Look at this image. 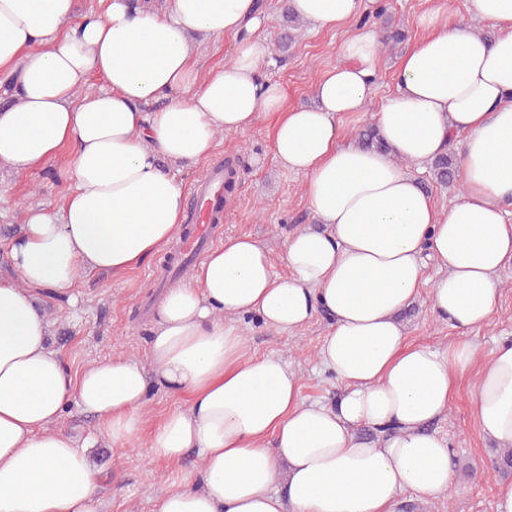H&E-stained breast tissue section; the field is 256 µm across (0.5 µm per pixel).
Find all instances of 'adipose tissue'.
<instances>
[{
    "mask_svg": "<svg viewBox=\"0 0 512 512\" xmlns=\"http://www.w3.org/2000/svg\"><path fill=\"white\" fill-rule=\"evenodd\" d=\"M290 5L316 27L349 29L313 108L288 106L263 78L256 0H106L83 15L75 0H0V72L16 99L0 108V164L30 172L59 158L73 181L59 207H27L7 246L17 277L0 280V512H97L87 454L58 426L71 406L113 446L141 444L168 464L154 512H393L408 490L444 498L452 450L433 424L465 376L484 435L512 448V341L484 362L469 338L490 324L512 266V0H471L469 22L448 0L420 16L376 114L386 153L346 142L339 124L367 111L377 77L367 0ZM195 32L241 40L203 75ZM268 112L280 115L275 156L305 175L319 228L288 234L276 257L252 236L225 238L160 299L144 363L119 355L71 372L38 293L163 251L184 218L181 171ZM454 142L463 190L441 207L416 170ZM430 259L442 271L432 281ZM423 292L459 332L447 350L407 342L398 315ZM320 311L332 323L319 361L343 388L333 404L302 399L297 372L251 353L238 326L252 315L292 332ZM153 384L190 401L148 431ZM190 452L198 464L182 468Z\"/></svg>",
    "mask_w": 512,
    "mask_h": 512,
    "instance_id": "obj_1",
    "label": "adipose tissue"
}]
</instances>
